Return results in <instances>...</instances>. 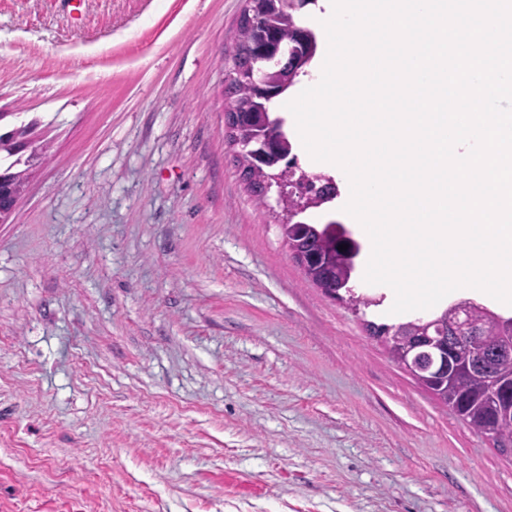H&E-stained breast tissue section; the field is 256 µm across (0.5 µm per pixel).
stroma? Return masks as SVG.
Listing matches in <instances>:
<instances>
[{
  "label": "stroma",
  "mask_w": 512,
  "mask_h": 512,
  "mask_svg": "<svg viewBox=\"0 0 512 512\" xmlns=\"http://www.w3.org/2000/svg\"><path fill=\"white\" fill-rule=\"evenodd\" d=\"M245 0H0V512H512V456L308 282L224 131ZM29 135V127L25 125L14 128L5 133H0V172L2 171L1 173H3L7 171L11 173L16 184L22 187H26L27 179L30 175V167L33 165V161L38 158L43 150L39 145H32L33 142L28 138ZM23 143H29L31 145V152L25 159L19 155L21 153L20 146ZM2 151L6 153L7 158L16 156V158L6 167L3 166V170L1 157Z\"/></svg>",
  "instance_id": "stroma-1"
}]
</instances>
